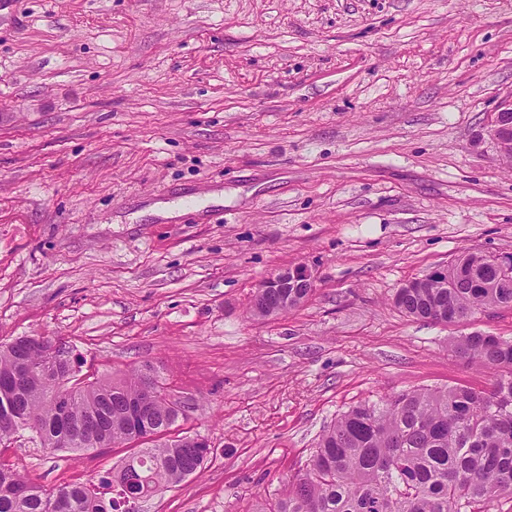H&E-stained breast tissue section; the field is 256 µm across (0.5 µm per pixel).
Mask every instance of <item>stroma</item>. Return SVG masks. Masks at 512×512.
<instances>
[{
	"instance_id": "1",
	"label": "stroma",
	"mask_w": 512,
	"mask_h": 512,
	"mask_svg": "<svg viewBox=\"0 0 512 512\" xmlns=\"http://www.w3.org/2000/svg\"><path fill=\"white\" fill-rule=\"evenodd\" d=\"M512 0H6L0 7V342H64L80 376L153 365L208 439L199 475L138 512H251L350 406L485 386L446 325L393 303L460 252L512 253ZM201 209L165 216L185 198ZM306 264L300 307L249 313ZM19 432L35 484L92 485ZM487 133L500 156L512 164V95L503 99L493 113ZM314 275L311 269L305 264L292 265L279 270L267 278L255 291L252 298L251 305H258L264 301L265 293L268 288H288V294L285 297V301L288 303L284 313L297 308L304 303L310 294L304 292L292 293V288H313L314 287ZM289 286H291L289 288Z\"/></svg>"
}]
</instances>
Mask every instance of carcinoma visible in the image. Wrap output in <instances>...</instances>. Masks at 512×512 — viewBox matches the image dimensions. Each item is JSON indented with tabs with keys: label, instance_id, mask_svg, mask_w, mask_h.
Wrapping results in <instances>:
<instances>
[{
	"label": "carcinoma",
	"instance_id": "obj_1",
	"mask_svg": "<svg viewBox=\"0 0 512 512\" xmlns=\"http://www.w3.org/2000/svg\"><path fill=\"white\" fill-rule=\"evenodd\" d=\"M492 256L464 251L440 276L415 279L394 295L408 317L467 321L488 308L512 307V286L495 283ZM55 340L19 336L0 344V453L22 429L50 451L83 452L155 436V443L122 459L99 480L112 496L87 485L48 491L0 462V512H136L203 468L212 448L194 436L166 437L189 406L162 384L140 409L144 373L76 377L23 369L44 360ZM451 353L490 371L487 386L417 388L364 402L341 413L320 434L303 472L275 501L252 512H487L512 502V340L474 331L454 337Z\"/></svg>",
	"mask_w": 512,
	"mask_h": 512
}]
</instances>
